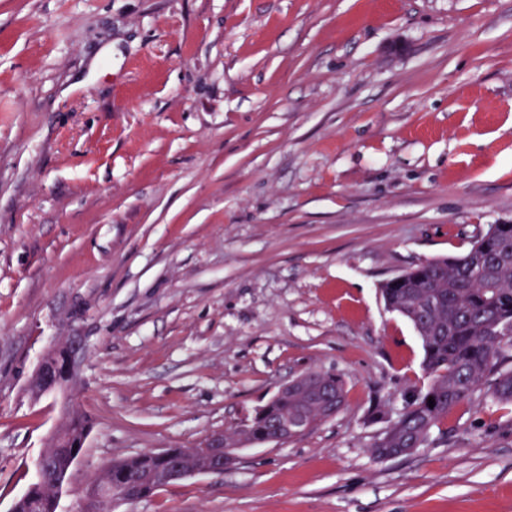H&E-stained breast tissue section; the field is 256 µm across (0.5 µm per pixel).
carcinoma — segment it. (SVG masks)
<instances>
[{
	"mask_svg": "<svg viewBox=\"0 0 512 512\" xmlns=\"http://www.w3.org/2000/svg\"><path fill=\"white\" fill-rule=\"evenodd\" d=\"M495 228L494 236H478L465 253L421 262L381 285L386 308L414 328L430 381L424 389L405 393L393 416L374 408L372 419L388 423L371 445L374 458L384 459L382 448L425 447L454 408L478 396L512 405V224ZM306 408L307 400L295 395L266 405L252 421L255 444L264 440L270 423L294 419ZM66 467V448L43 450L40 473L47 487ZM161 467L151 453H138L112 469V480L138 485L148 497L160 486L143 479Z\"/></svg>",
	"mask_w": 512,
	"mask_h": 512,
	"instance_id": "obj_1",
	"label": "carcinoma"
}]
</instances>
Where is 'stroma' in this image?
Returning a JSON list of instances; mask_svg holds the SVG:
<instances>
[{"mask_svg": "<svg viewBox=\"0 0 512 512\" xmlns=\"http://www.w3.org/2000/svg\"><path fill=\"white\" fill-rule=\"evenodd\" d=\"M506 221L512 0H0V512L68 336L91 432L57 512L309 370L335 418L112 512H512L511 406L386 461L369 420L428 383L381 284ZM84 345L79 336H68L55 343L41 357L32 382L33 394L42 396L48 393H57V386L50 384V375H61L68 381V389L78 384L79 371L82 364ZM62 354V355H60Z\"/></svg>", "mask_w": 512, "mask_h": 512, "instance_id": "1", "label": "stroma"}]
</instances>
